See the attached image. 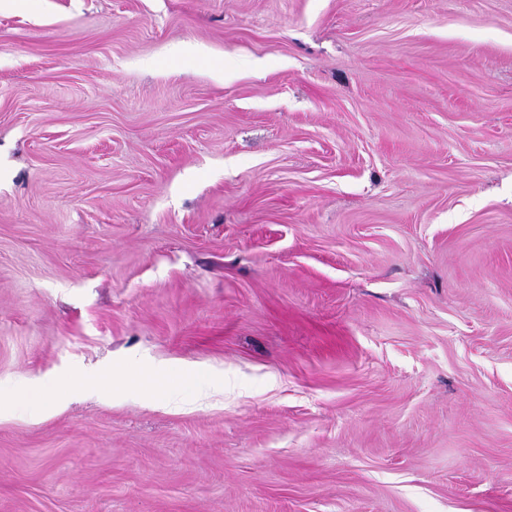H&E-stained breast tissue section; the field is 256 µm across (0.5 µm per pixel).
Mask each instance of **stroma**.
<instances>
[{"label":"stroma","instance_id":"35a3bbf8","mask_svg":"<svg viewBox=\"0 0 512 512\" xmlns=\"http://www.w3.org/2000/svg\"><path fill=\"white\" fill-rule=\"evenodd\" d=\"M0 390V512H512V0H0Z\"/></svg>","mask_w":512,"mask_h":512}]
</instances>
